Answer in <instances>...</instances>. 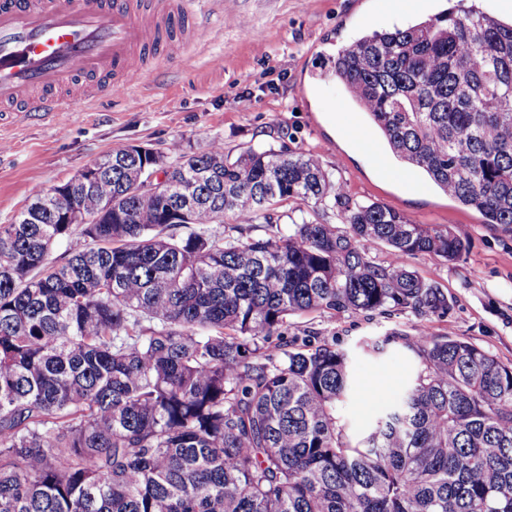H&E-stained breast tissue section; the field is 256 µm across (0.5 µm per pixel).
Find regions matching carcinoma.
<instances>
[{
    "instance_id": "1",
    "label": "carcinoma",
    "mask_w": 512,
    "mask_h": 512,
    "mask_svg": "<svg viewBox=\"0 0 512 512\" xmlns=\"http://www.w3.org/2000/svg\"><path fill=\"white\" fill-rule=\"evenodd\" d=\"M332 72L397 161L512 226V22L458 0L356 39ZM143 162L114 149L89 187L36 188L0 224V512H512V367L395 332L415 376L355 437L337 416L346 352L285 336L298 314L444 316L403 258L453 263L464 239L349 202L344 230L226 235L228 213L269 224L282 201L340 191L317 157L272 148L177 152L168 196L132 189ZM70 208L100 222L58 262ZM379 242L385 262L367 253Z\"/></svg>"
}]
</instances>
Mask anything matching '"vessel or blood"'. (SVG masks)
Here are the masks:
<instances>
[{"label": "vessel or blood", "instance_id": "obj_1", "mask_svg": "<svg viewBox=\"0 0 512 512\" xmlns=\"http://www.w3.org/2000/svg\"><path fill=\"white\" fill-rule=\"evenodd\" d=\"M207 35L185 0H0V107L72 111L75 80L91 99L123 92L146 75L145 54L164 66Z\"/></svg>", "mask_w": 512, "mask_h": 512}]
</instances>
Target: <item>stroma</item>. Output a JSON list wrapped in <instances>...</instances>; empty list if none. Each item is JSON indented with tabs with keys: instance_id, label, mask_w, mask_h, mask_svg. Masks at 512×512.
<instances>
[{
	"instance_id": "stroma-1",
	"label": "stroma",
	"mask_w": 512,
	"mask_h": 512,
	"mask_svg": "<svg viewBox=\"0 0 512 512\" xmlns=\"http://www.w3.org/2000/svg\"><path fill=\"white\" fill-rule=\"evenodd\" d=\"M456 3L428 0L424 11L398 15L393 0H188L210 27V39L150 70L127 95L102 94L72 112L0 120V224L11 222L34 188L65 182L131 144L167 157L173 145L200 154L215 141L232 156L251 146L311 154L344 202L377 203L417 224L453 228L467 241L453 263L430 255L404 260L447 295L445 316L289 317V335L326 338L350 353L353 392L339 415L351 434L366 433L377 410L398 398L415 373V356L391 341L392 332L421 325L429 335L463 339L511 366L512 228L485 223L421 175L395 178L392 156H378L348 136L351 125L370 138L376 131L331 72L337 51L362 35L406 27ZM243 94L251 98L245 111L237 103ZM342 204L330 198L311 209L284 202L276 205L272 225H249L244 233L266 237L273 227L285 230L305 217L338 225ZM373 342L383 344L381 355L365 353Z\"/></svg>"
}]
</instances>
